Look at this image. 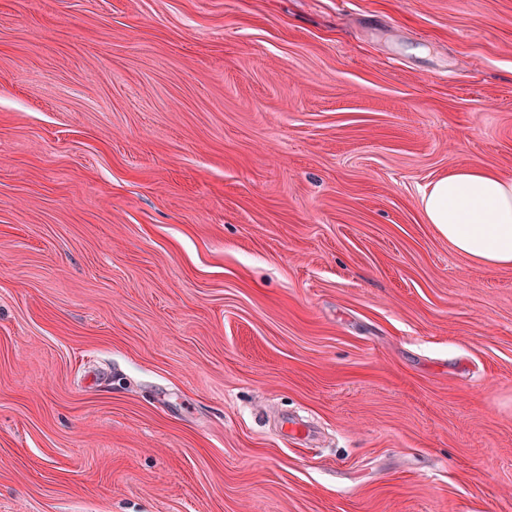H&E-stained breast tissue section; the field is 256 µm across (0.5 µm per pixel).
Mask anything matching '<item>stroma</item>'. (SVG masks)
I'll return each mask as SVG.
<instances>
[{
	"mask_svg": "<svg viewBox=\"0 0 512 512\" xmlns=\"http://www.w3.org/2000/svg\"><path fill=\"white\" fill-rule=\"evenodd\" d=\"M512 0H0V512H512ZM420 208L450 248L485 267L512 268V178L485 167L449 171L422 191Z\"/></svg>",
	"mask_w": 512,
	"mask_h": 512,
	"instance_id": "obj_1",
	"label": "stroma"
}]
</instances>
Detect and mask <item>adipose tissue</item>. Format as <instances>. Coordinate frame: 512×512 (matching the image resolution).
<instances>
[{
    "label": "adipose tissue",
    "instance_id": "ef3b65f1",
    "mask_svg": "<svg viewBox=\"0 0 512 512\" xmlns=\"http://www.w3.org/2000/svg\"><path fill=\"white\" fill-rule=\"evenodd\" d=\"M420 208L450 248L472 262L512 268V178L485 167L449 171L423 190Z\"/></svg>",
    "mask_w": 512,
    "mask_h": 512
}]
</instances>
